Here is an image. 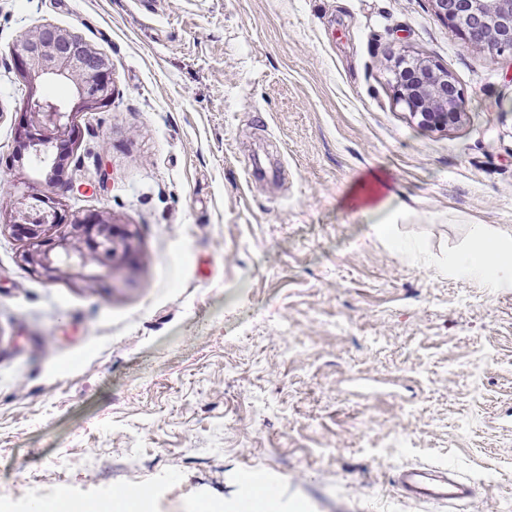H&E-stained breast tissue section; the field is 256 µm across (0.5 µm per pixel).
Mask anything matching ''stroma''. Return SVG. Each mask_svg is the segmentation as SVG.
<instances>
[{
    "label": "stroma",
    "instance_id": "stroma-1",
    "mask_svg": "<svg viewBox=\"0 0 512 512\" xmlns=\"http://www.w3.org/2000/svg\"><path fill=\"white\" fill-rule=\"evenodd\" d=\"M45 23L112 61L79 114L67 210L139 230L133 287L32 275L0 233V512L151 487L147 512H450L400 469L453 470L457 512H512V288L444 273L470 229L512 230V54L430 0H0V215L26 93L12 49ZM466 114L419 126L400 55ZM402 209L396 252L373 235ZM394 74L396 98L420 126L447 129L462 121L464 94L447 70L429 59L402 55Z\"/></svg>",
    "mask_w": 512,
    "mask_h": 512
}]
</instances>
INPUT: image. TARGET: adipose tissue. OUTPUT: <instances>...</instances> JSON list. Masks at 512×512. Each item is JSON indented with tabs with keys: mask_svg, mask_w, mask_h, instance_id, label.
<instances>
[{
	"mask_svg": "<svg viewBox=\"0 0 512 512\" xmlns=\"http://www.w3.org/2000/svg\"><path fill=\"white\" fill-rule=\"evenodd\" d=\"M471 234L475 248L449 255L447 272L497 288H512V233L476 224Z\"/></svg>",
	"mask_w": 512,
	"mask_h": 512,
	"instance_id": "ef3b65f1",
	"label": "adipose tissue"
}]
</instances>
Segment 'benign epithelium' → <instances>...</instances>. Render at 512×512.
Returning <instances> with one entry per match:
<instances>
[{
    "label": "benign epithelium",
    "instance_id": "benign-epithelium-1",
    "mask_svg": "<svg viewBox=\"0 0 512 512\" xmlns=\"http://www.w3.org/2000/svg\"><path fill=\"white\" fill-rule=\"evenodd\" d=\"M435 14L456 29L465 43L490 55L512 53V0H430ZM14 70L27 88L16 112L15 147L8 166L34 154L55 158L41 187L14 201L4 228L22 243V267L47 282L66 280L92 289L106 278L127 288L137 276L140 237L132 224H119L107 212L80 216L61 207L58 188L65 162L79 143L76 118L112 104V60L90 49L77 33L44 24L19 34L13 49ZM64 78L74 86L70 103L40 94L41 83ZM394 90L418 124L447 129L465 115V99L448 71L410 55L395 65Z\"/></svg>",
    "mask_w": 512,
    "mask_h": 512
}]
</instances>
